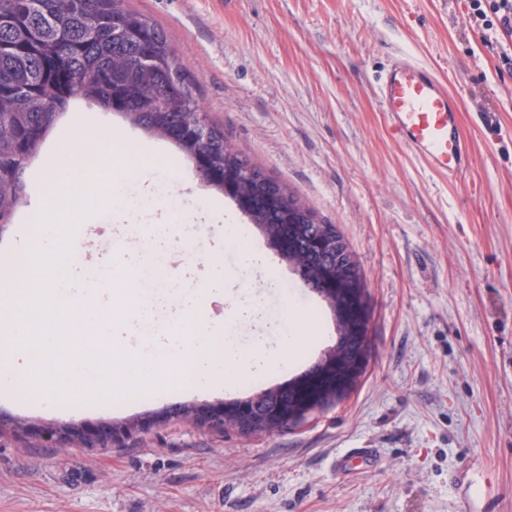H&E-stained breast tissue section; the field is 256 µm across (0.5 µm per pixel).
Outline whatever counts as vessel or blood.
Segmentation results:
<instances>
[{
	"instance_id": "1",
	"label": "vessel or blood",
	"mask_w": 512,
	"mask_h": 512,
	"mask_svg": "<svg viewBox=\"0 0 512 512\" xmlns=\"http://www.w3.org/2000/svg\"><path fill=\"white\" fill-rule=\"evenodd\" d=\"M376 94L393 137L411 154L452 182L469 173L473 154L460 126L461 102L431 69L408 55H394ZM353 461L370 469L376 453L371 448L349 449L337 459V471H347Z\"/></svg>"
}]
</instances>
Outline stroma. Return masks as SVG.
<instances>
[{
	"label": "stroma",
	"instance_id": "stroma-1",
	"mask_svg": "<svg viewBox=\"0 0 512 512\" xmlns=\"http://www.w3.org/2000/svg\"><path fill=\"white\" fill-rule=\"evenodd\" d=\"M171 38L210 117L236 147L338 226L368 294L371 348L347 400L302 427L259 436L217 434L176 417L177 408L218 406L287 383L326 343L289 357L266 379L240 378L233 393L200 396L176 377L165 392L26 408L0 393V413L39 427L138 424L140 437L106 449L21 447L0 437V512H512V32L482 27L471 0H126ZM432 67L462 102L474 162L458 184L436 176L391 135L376 86L395 52ZM100 135L151 141L176 159L165 196L191 223L145 211L118 220L124 204L92 201L71 227L74 298L95 305L108 286L140 269L148 282L116 314L127 356L150 357L145 336L172 327L208 296L218 323L227 302L198 269L220 250L239 304L260 303L236 334L274 347L288 307L327 336L333 316L320 294L259 231L225 244L227 218L245 223L192 163L116 113L74 101L42 149L54 151L75 119ZM39 163L25 172L27 198L0 229V258L38 207ZM261 251L279 279L245 262ZM349 448H372L375 469L336 473Z\"/></svg>",
	"mask_w": 512,
	"mask_h": 512
}]
</instances>
